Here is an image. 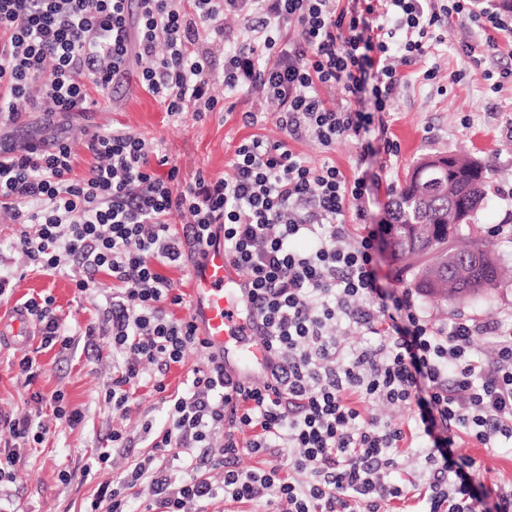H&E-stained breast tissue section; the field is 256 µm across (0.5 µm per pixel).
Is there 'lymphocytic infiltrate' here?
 I'll use <instances>...</instances> for the list:
<instances>
[{"label":"lymphocytic infiltrate","instance_id":"f902f5d3","mask_svg":"<svg viewBox=\"0 0 512 512\" xmlns=\"http://www.w3.org/2000/svg\"><path fill=\"white\" fill-rule=\"evenodd\" d=\"M0 0V208L22 230L16 241L34 267L84 272L79 291L98 273L116 286L99 326L122 360L107 401L126 416L137 388L151 385L167 423L151 434V454L122 477L100 483L88 512H208L221 500L258 512H383L387 502L417 501L419 512H512V489L476 491L471 458L456 454L459 434L484 447L512 442V326L472 320L445 328L427 320L410 291L383 290L375 268L376 230L351 237L347 214L366 221L367 179L330 163L309 165L289 140L332 147L369 131L389 111L401 84L399 66L422 54L430 32L455 14L512 34L499 11L478 0ZM249 12L252 37L224 54L225 88L259 87L279 106L281 140L259 134L236 147L231 171L179 185L176 169L144 139L120 129L89 133L94 159L73 174L67 137L4 133L27 112L46 118L85 109L106 96L129 63L144 91L176 115L214 111L212 71L201 34H224V15ZM294 29L295 40L282 41ZM341 88L350 107L320 94ZM189 213L173 229V212ZM246 273L257 298L259 333L271 351L270 377L241 384L215 357L182 393L165 376L188 351H205L166 267H178L216 239ZM304 238L310 246L292 248ZM52 296L24 306L35 317L41 348L71 350ZM344 334L362 331L373 349L344 352ZM490 331L491 360L476 358L474 339ZM413 409L406 428L371 415L368 404ZM11 439L0 449V482L48 426L0 414ZM425 440L424 479L394 477L395 456ZM266 457L241 469V450ZM287 460H280V453ZM183 459L172 482L166 462ZM150 479L152 497L133 505Z\"/></svg>","mask_w":512,"mask_h":512}]
</instances>
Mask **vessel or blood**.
<instances>
[{
	"label": "vessel or blood",
	"mask_w": 512,
	"mask_h": 512,
	"mask_svg": "<svg viewBox=\"0 0 512 512\" xmlns=\"http://www.w3.org/2000/svg\"><path fill=\"white\" fill-rule=\"evenodd\" d=\"M190 274V316L208 351L223 359L225 372L239 382L269 375L272 358L259 339L253 290L225 254L223 243L203 246ZM33 333L26 311L0 318V339L9 344H25Z\"/></svg>",
	"instance_id": "b4317fda"
}]
</instances>
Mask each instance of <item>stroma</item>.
Wrapping results in <instances>:
<instances>
[{
  "instance_id": "35a3bbf8",
  "label": "stroma",
  "mask_w": 512,
  "mask_h": 512,
  "mask_svg": "<svg viewBox=\"0 0 512 512\" xmlns=\"http://www.w3.org/2000/svg\"><path fill=\"white\" fill-rule=\"evenodd\" d=\"M247 20L244 14L224 18V39L215 43L212 54L211 92L218 97L221 111L196 118L186 112L169 116L165 109L140 86L137 67H130L109 101L84 112L67 115L68 135L74 151V172L84 175L92 163L84 148L87 131L100 127L122 128L153 144L179 170L181 182L196 176L219 177L237 144L250 133L272 140L284 138L276 125L278 106L254 91L225 94L222 71L224 52L242 39ZM439 38L428 41L422 56L401 66V85L389 111L375 114L374 135L378 154L361 159L356 139L346 138L327 149L311 139L290 141V148L311 165L336 164L347 175L373 176L379 189L368 205L370 223L387 224L388 206L405 182L409 170L421 158L438 153L462 151L487 163L492 175L487 185L490 205L479 211L476 228L489 235L496 255L512 270V237L490 236L493 225L512 217V81L492 87L489 72L512 68V36L497 35L496 51H485V32L467 19L450 16L438 31ZM474 45L473 56H465V45ZM434 79H425L426 71ZM264 115L263 122L244 126L243 113ZM397 145L396 153H387L386 142ZM18 225L0 212V270L13 273L14 290L0 301V313L10 314L29 297L49 295L62 322L61 332L73 337L75 345L65 354L57 350H39L38 340L22 346H0V411L22 417L35 409L32 391L44 399L63 393L68 407L81 409L84 421L76 427L55 422L51 408L43 418L50 431L42 444L29 449L16 482L0 484V512H83L99 482L118 477L129 460H138L150 452V439L143 432L145 422L163 427L166 414L151 387L137 390L127 418L113 415L104 400L112 381V343L108 337L87 338L85 330L96 320L98 310L112 295V279L98 274L95 288L78 291V269L66 267L59 272L34 269L21 249L15 248ZM419 309L431 321L450 323L465 316L476 321L512 317V279L503 282L490 301L464 303L445 308L436 302L416 297ZM36 353L43 370L34 386H26L17 361ZM122 428L131 437L133 447L128 458H116L104 471L90 470L96 451L109 444L113 428ZM459 454L472 458L477 478L486 486L512 487V444L485 448L469 437L458 442Z\"/></svg>"
}]
</instances>
